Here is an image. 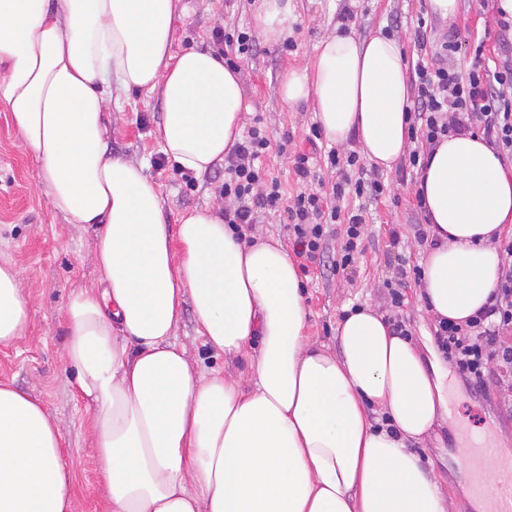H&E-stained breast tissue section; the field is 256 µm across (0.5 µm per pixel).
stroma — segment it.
Listing matches in <instances>:
<instances>
[{"label":"stroma","instance_id":"stroma-1","mask_svg":"<svg viewBox=\"0 0 512 512\" xmlns=\"http://www.w3.org/2000/svg\"><path fill=\"white\" fill-rule=\"evenodd\" d=\"M497 0H458L454 20L431 12L429 0H292L296 22L293 50L257 36V53L243 62L244 99L252 115L262 118L271 140L263 159L268 177L277 179L284 196L301 189L294 166L297 153H309L311 129L318 123L311 104H285L279 95L284 69L314 59L316 47L337 30L344 11H352L350 33L367 37L396 33L405 56L417 53L414 30L418 19L428 27L427 56L444 59L458 71H466L474 58V34L493 32L499 16ZM183 18L175 20L172 53L195 45L215 47V28H253L256 0H182ZM454 34L458 50L445 55L442 43ZM162 109L156 95L130 92L113 106L108 125V145L113 155L142 164L159 186L170 219L206 210L220 195L223 166L194 175L162 163V145L156 130ZM287 152H280V144ZM417 172H384L385 194L366 201L365 251L356 273L314 269L302 277L308 310L309 336L327 348L336 346V327L347 309L377 307L403 320L412 339L433 334L436 321L419 297L418 285L408 281L403 303L394 306L385 283L393 275L386 258L389 231L404 234L402 256L409 265L421 264L426 246L414 227L424 214L416 205L413 186ZM94 232L90 225L71 224L52 211L38 177V166L20 146L8 112L0 109V263L7 261L20 272L21 286L29 299L30 321L24 336L0 345V382L13 385L37 398L46 407L65 443L64 454L72 476V512H112L100 477L93 439L95 411L74 395L72 372L64 353L66 306L70 296L100 285L101 274L94 258ZM175 341L204 371L231 369L248 372L249 358L225 364L223 357L208 353L195 331L191 307H184ZM448 410L451 423L434 435L414 443L443 493L465 498L472 483L464 465L463 449L479 438L512 455V376L493 375L485 395H474L457 372L448 376Z\"/></svg>","mask_w":512,"mask_h":512}]
</instances>
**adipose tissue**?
<instances>
[{"instance_id":"1","label":"adipose tissue","mask_w":512,"mask_h":512,"mask_svg":"<svg viewBox=\"0 0 512 512\" xmlns=\"http://www.w3.org/2000/svg\"><path fill=\"white\" fill-rule=\"evenodd\" d=\"M181 0H0V105L39 166L52 210L91 225L101 288L67 306L65 356L95 409L94 444L112 512H465L411 449L448 416V365L356 309L336 347L306 335L298 270L262 232L239 239L224 207L170 225L143 166L108 150L112 97L158 95L157 135L177 168L202 174L241 138L244 76L217 52H171ZM267 41L287 38L291 0H259ZM284 103L310 102L325 138L356 139L371 164L408 153L399 38L333 33L312 64L280 76ZM427 228L420 296L462 322L504 274L512 171L471 134L441 138L418 172ZM191 304L209 352H259L248 375L197 370L173 340ZM29 301L0 263V344L24 336ZM386 413L376 428L368 406ZM63 441L44 405L0 384V512H71Z\"/></svg>"}]
</instances>
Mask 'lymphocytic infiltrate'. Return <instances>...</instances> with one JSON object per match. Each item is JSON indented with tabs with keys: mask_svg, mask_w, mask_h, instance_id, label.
Masks as SVG:
<instances>
[{
	"mask_svg": "<svg viewBox=\"0 0 512 512\" xmlns=\"http://www.w3.org/2000/svg\"><path fill=\"white\" fill-rule=\"evenodd\" d=\"M414 92L408 108L410 135H422L427 145L442 136L471 133L483 136L505 156H512V55L501 54L495 67L475 55L467 72H458L430 62L425 57L409 61ZM270 146L261 125L248 129L224 161V195L235 207L225 212V223L249 230L262 212L287 206L293 252L297 258L317 262L326 250L327 225L344 221L345 231L333 265L336 270L353 267L364 251L362 211L341 214L325 208L322 194L305 189L283 199L278 183L263 185L258 162ZM326 162L341 178L332 194L343 199L354 194L372 199L383 194L381 176L369 172L356 152L330 149ZM501 262L507 268L488 305L465 323L439 322L434 333L439 351L457 373L476 390H484L492 370L512 373V343L504 336L512 331V239L502 247Z\"/></svg>",
	"mask_w": 512,
	"mask_h": 512,
	"instance_id": "obj_1",
	"label": "lymphocytic infiltrate"
}]
</instances>
